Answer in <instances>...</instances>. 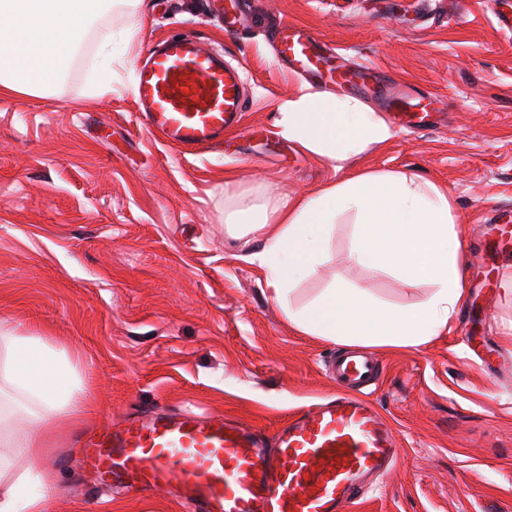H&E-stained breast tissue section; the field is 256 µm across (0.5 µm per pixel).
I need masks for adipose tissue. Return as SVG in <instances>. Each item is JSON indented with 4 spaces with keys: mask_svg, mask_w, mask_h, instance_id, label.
Wrapping results in <instances>:
<instances>
[{
    "mask_svg": "<svg viewBox=\"0 0 512 512\" xmlns=\"http://www.w3.org/2000/svg\"><path fill=\"white\" fill-rule=\"evenodd\" d=\"M140 0H0V93L37 95L51 89L92 18ZM280 136L335 165L392 138L383 118L355 98L300 85L278 107ZM357 218L349 258L392 271L405 284L436 291L408 309L385 307L359 288L337 283L313 302L288 309L299 330L348 346L403 348L427 343L446 328L463 297L466 260L456 215L435 183L403 173L362 172L317 196L258 206L235 200L229 227L260 233L273 297L285 300L296 281L316 273L339 215ZM84 382L64 349L0 321V512H48L54 485L45 466L42 422L84 425Z\"/></svg>",
    "mask_w": 512,
    "mask_h": 512,
    "instance_id": "ef3b65f1",
    "label": "adipose tissue"
}]
</instances>
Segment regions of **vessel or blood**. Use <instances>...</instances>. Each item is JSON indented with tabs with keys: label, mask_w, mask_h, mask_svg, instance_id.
<instances>
[{
	"label": "vessel or blood",
	"mask_w": 512,
	"mask_h": 512,
	"mask_svg": "<svg viewBox=\"0 0 512 512\" xmlns=\"http://www.w3.org/2000/svg\"><path fill=\"white\" fill-rule=\"evenodd\" d=\"M272 37L280 60L312 83L385 96L399 129L432 125L437 98L421 100L411 85L366 66H337L335 47L308 26L282 22ZM136 75L146 128L187 151L222 143L245 108L241 66L189 34L152 47ZM331 372L343 392L284 422L273 443L233 418L183 411L94 434L84 443L86 461L101 481L162 489L195 512H350L367 480L394 462L396 442L365 394L377 365L340 353Z\"/></svg>",
	"instance_id": "obj_1"
}]
</instances>
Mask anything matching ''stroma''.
Here are the masks:
<instances>
[{
  "label": "stroma",
  "mask_w": 512,
  "mask_h": 512,
  "mask_svg": "<svg viewBox=\"0 0 512 512\" xmlns=\"http://www.w3.org/2000/svg\"><path fill=\"white\" fill-rule=\"evenodd\" d=\"M258 17L226 36L204 0H144L107 12L43 95L0 96V319L63 347L91 400L80 430L49 428V512H188L164 491L102 489L81 441L126 420L185 408L274 437L289 415L336 391L340 344L296 329L247 262L224 209L316 195L359 170L403 172L447 192L467 258L448 329L418 347L371 348L370 396L397 440L395 466L353 512H512V265L483 241L512 225V32L490 0H249ZM309 26L343 63L441 96L432 126L395 131L334 168L281 138L277 106L301 82L276 59L274 22ZM135 23L131 47L98 37ZM177 32L242 65L245 112L231 147L185 154L155 138L133 100L135 65ZM355 218L337 219L328 257L289 297L340 281L382 304L418 305L434 286L351 263Z\"/></svg>",
  "instance_id": "1"
}]
</instances>
